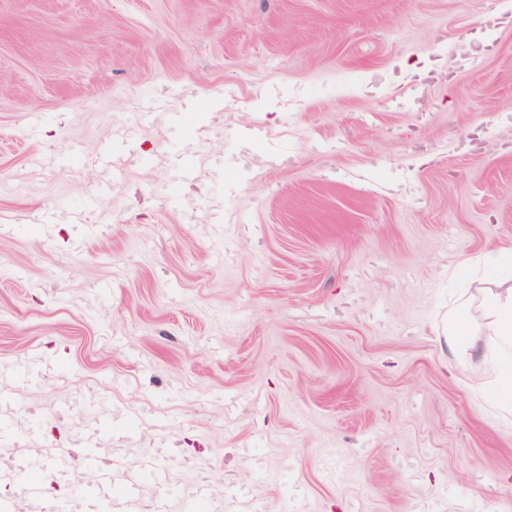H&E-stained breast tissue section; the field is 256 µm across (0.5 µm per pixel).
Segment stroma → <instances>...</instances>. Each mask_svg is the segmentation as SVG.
Returning a JSON list of instances; mask_svg holds the SVG:
<instances>
[{"label":"stroma","mask_w":512,"mask_h":512,"mask_svg":"<svg viewBox=\"0 0 512 512\" xmlns=\"http://www.w3.org/2000/svg\"><path fill=\"white\" fill-rule=\"evenodd\" d=\"M63 199L93 207L32 223ZM1 213L0 364L73 370L18 395L47 445L93 403L179 501L512 512V261L480 263L512 250V0H0ZM134 147L131 143L126 141H119L112 138V141H107L102 146V154L107 162L108 171L112 182H117L124 177L125 157L133 152ZM484 308L501 347L511 349L512 353V289L488 292L484 297Z\"/></svg>","instance_id":"1"}]
</instances>
